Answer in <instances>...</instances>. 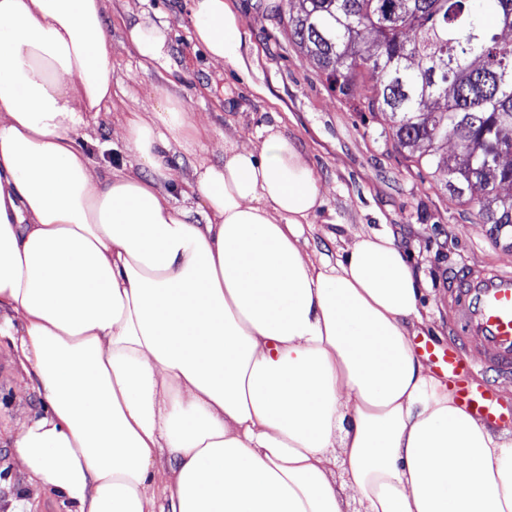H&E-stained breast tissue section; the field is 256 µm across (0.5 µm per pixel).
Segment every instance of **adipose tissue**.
<instances>
[{"mask_svg":"<svg viewBox=\"0 0 512 512\" xmlns=\"http://www.w3.org/2000/svg\"><path fill=\"white\" fill-rule=\"evenodd\" d=\"M111 10L0 0V337L37 400L7 440L25 491L65 512H512V436L412 346L422 277L387 233L310 249L320 180L288 136L225 138L211 163L172 74L97 171ZM190 23L209 62L242 64L226 0H192ZM125 40L164 64L165 27Z\"/></svg>","mask_w":512,"mask_h":512,"instance_id":"obj_1","label":"adipose tissue"}]
</instances>
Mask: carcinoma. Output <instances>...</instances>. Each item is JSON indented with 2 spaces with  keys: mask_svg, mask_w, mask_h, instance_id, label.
Returning <instances> with one entry per match:
<instances>
[{
  "mask_svg": "<svg viewBox=\"0 0 512 512\" xmlns=\"http://www.w3.org/2000/svg\"><path fill=\"white\" fill-rule=\"evenodd\" d=\"M287 24L340 101L390 122L410 167L477 223L512 229V169L496 162L512 152V0H302Z\"/></svg>",
  "mask_w": 512,
  "mask_h": 512,
  "instance_id": "carcinoma-1",
  "label": "carcinoma"
}]
</instances>
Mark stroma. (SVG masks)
Returning <instances> with one entry per match:
<instances>
[{
	"instance_id": "obj_1",
	"label": "stroma",
	"mask_w": 512,
	"mask_h": 512,
	"mask_svg": "<svg viewBox=\"0 0 512 512\" xmlns=\"http://www.w3.org/2000/svg\"><path fill=\"white\" fill-rule=\"evenodd\" d=\"M240 16L244 38L240 67L210 63L190 39L187 0H112L113 105L100 112L92 135L104 159L123 150L118 117L154 104L156 73H144L123 42V25L141 15L168 27L166 66L183 78L181 97L207 114L217 133L208 145L211 161H222L225 136L250 145L262 126L276 124L305 152L320 177L325 204L314 222L310 245L332 256L342 241L363 230L392 234L412 257L429 289L431 338L455 341L449 283L465 269L512 271V243L495 238L416 171L407 168L384 118L356 112L339 102L314 61L288 38L289 0H227ZM35 395L0 344V431L15 417L33 413Z\"/></svg>"
}]
</instances>
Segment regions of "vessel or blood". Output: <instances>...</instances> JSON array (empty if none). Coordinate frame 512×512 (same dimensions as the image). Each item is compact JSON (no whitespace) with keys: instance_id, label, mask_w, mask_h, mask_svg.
I'll list each match as a JSON object with an SVG mask.
<instances>
[{"instance_id":"obj_1","label":"vessel or blood","mask_w":512,"mask_h":512,"mask_svg":"<svg viewBox=\"0 0 512 512\" xmlns=\"http://www.w3.org/2000/svg\"><path fill=\"white\" fill-rule=\"evenodd\" d=\"M450 292L455 305L456 328L465 346L483 351L486 364L499 372H512V272L489 269L464 274ZM441 371L461 408L493 425L512 423L491 387L475 382L469 357L458 349H439L431 341H416Z\"/></svg>"}]
</instances>
